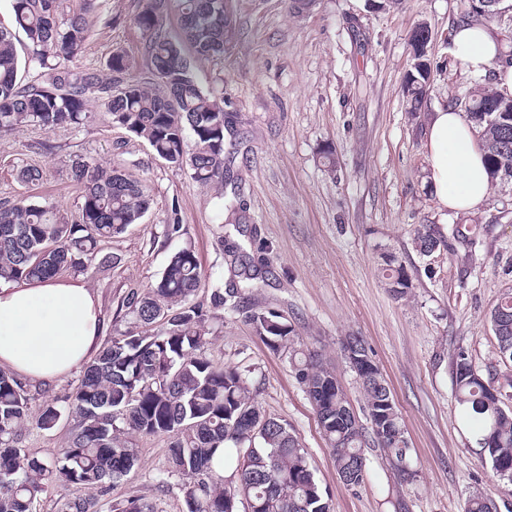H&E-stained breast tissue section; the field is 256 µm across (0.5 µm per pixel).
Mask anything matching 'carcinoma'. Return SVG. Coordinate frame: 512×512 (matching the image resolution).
<instances>
[{
	"label": "carcinoma",
	"instance_id": "cac0c4a2",
	"mask_svg": "<svg viewBox=\"0 0 512 512\" xmlns=\"http://www.w3.org/2000/svg\"><path fill=\"white\" fill-rule=\"evenodd\" d=\"M173 2L184 39L197 56L220 57L231 42L229 0H139L134 21L149 37L142 77L138 63L119 49L104 74L70 67L85 51L97 0H79L80 7L68 12L60 9L61 0H11L12 26L25 34L27 59H20L13 33L1 26L0 134L24 126L53 131L81 125L93 98L112 122L146 141L158 157L189 167L191 178L204 187L223 186L224 134L232 117L224 111V97L203 90L181 46L167 37L164 20ZM23 62L41 70L39 80L19 82ZM429 76L424 67L405 82L412 113L422 107L420 84ZM486 104L504 110L501 122L482 119L477 108ZM451 105L464 108L467 122L479 132L491 181L512 177V97L484 87ZM70 178L82 194L74 224L54 203H0V278L80 273L97 257L100 266L110 267L112 254H102V246L140 223L151 207L141 181L92 159L73 162ZM446 246L438 231L427 225L417 229V251ZM384 263L389 292L407 297L412 282L404 267L393 255ZM200 287V265L185 246L170 257L154 285L125 296L122 306L132 326L107 339L84 368L68 405L75 429L50 461L26 454L21 436L30 427L53 429L63 412L52 402L33 409L26 385L0 368V512H33L41 480L52 476L65 490L57 512H101L99 497L137 465L128 445L132 432L171 438L167 473L186 479L185 512H236L241 495L252 512H332L288 422L266 413L256 400L255 370L218 365L204 354L206 311L193 301ZM237 295L235 288H217L211 304L234 308ZM248 318L271 350L288 348L336 471L349 477L346 486L364 483V449L371 447L383 451L403 476L411 466V448L400 413H387L391 392L381 370L356 371L365 418L354 416L335 372L318 352L296 346L285 317L255 311ZM490 325L500 353L512 361V290L492 308ZM453 374L456 400L474 421L480 456L493 476L512 484V408L463 350L453 359ZM220 458L222 475L214 470ZM492 508V500L478 492L467 512ZM111 512H154V506L132 497L112 505Z\"/></svg>",
	"mask_w": 512,
	"mask_h": 512
}]
</instances>
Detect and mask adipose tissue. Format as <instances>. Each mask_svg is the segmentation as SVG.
<instances>
[{
    "label": "adipose tissue",
    "instance_id": "ef3b65f1",
    "mask_svg": "<svg viewBox=\"0 0 512 512\" xmlns=\"http://www.w3.org/2000/svg\"><path fill=\"white\" fill-rule=\"evenodd\" d=\"M456 54L473 73L493 71L497 89L512 94V66L493 67L503 46L482 25L454 28ZM427 181L444 209L466 213L481 205L490 178L475 136L461 112L442 108L428 116ZM99 300L79 279L0 278V367L34 384L79 371L103 333Z\"/></svg>",
    "mask_w": 512,
    "mask_h": 512
}]
</instances>
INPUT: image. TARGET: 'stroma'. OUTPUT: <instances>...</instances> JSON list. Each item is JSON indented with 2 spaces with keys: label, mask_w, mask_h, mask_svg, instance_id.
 Returning <instances> with one entry per match:
<instances>
[{
  "label": "stroma",
  "mask_w": 512,
  "mask_h": 512,
  "mask_svg": "<svg viewBox=\"0 0 512 512\" xmlns=\"http://www.w3.org/2000/svg\"><path fill=\"white\" fill-rule=\"evenodd\" d=\"M465 4L316 0L300 12L291 0H231L234 35L224 55L189 59L203 89L223 94L225 110L236 116L220 192L159 158L94 101L83 125L25 126L0 136V203L55 202L75 217L82 198L69 171L80 158L146 186L152 205L142 223L105 246L115 264L94 262L81 275L99 297L105 336L126 329L129 289L155 284L184 246L198 257L196 299L204 303L212 289L237 283L234 245L259 260L241 310L208 320L205 353L219 365L256 366L259 402L292 427L333 512H465L478 491L498 512H512V491L473 451L474 426L456 402L452 369L462 348L485 379L503 384L506 367L489 315L512 289V182L492 185L483 204L459 214L440 207L426 180L428 113L487 82L462 65L449 39ZM137 11L138 0H101L79 66L104 70L116 49L142 59L147 37L134 22ZM419 23L431 33L430 79L425 110L413 115L403 87ZM25 165L41 168L40 182L19 181ZM171 224L181 225L180 234L167 235ZM425 224L445 237L447 249L429 256L416 250V231ZM387 254L412 277L405 299H394L385 285ZM255 309L284 315L301 344L322 353L358 413L363 396L341 343L350 335L364 339L402 417L412 480H400L384 454L369 448L364 484H343L287 351H271L249 321ZM71 426L63 419L51 430L31 429L21 446L50 459ZM130 442L139 464L102 497L104 512L131 496L158 512H183L182 479L158 485L169 437L134 434Z\"/></svg>",
  "instance_id": "stroma-1"
}]
</instances>
